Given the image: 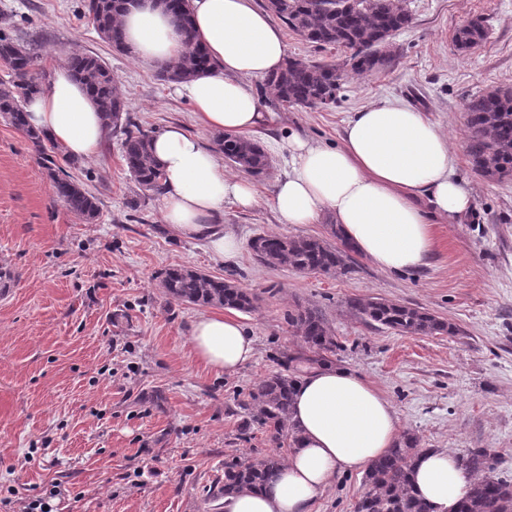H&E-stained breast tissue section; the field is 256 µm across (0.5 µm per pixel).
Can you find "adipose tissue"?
Wrapping results in <instances>:
<instances>
[{
    "label": "adipose tissue",
    "mask_w": 512,
    "mask_h": 512,
    "mask_svg": "<svg viewBox=\"0 0 512 512\" xmlns=\"http://www.w3.org/2000/svg\"><path fill=\"white\" fill-rule=\"evenodd\" d=\"M187 4L192 31L211 66L177 84V93L205 128L237 134L262 126L267 114L246 81L283 68L287 46L280 29L251 0ZM120 22L132 58L162 67L178 61L185 35L157 0H138ZM27 121L73 159L95 155L106 134L86 88L60 65L30 98ZM151 150L165 175L160 205L165 223L180 236L205 237L219 259L233 258L239 242L220 220L225 203L257 204L252 181L225 175L215 153L177 124L153 134ZM456 163L447 136L424 112L384 101L353 113L339 145H315L290 133L288 171L277 179L271 205L286 224H311L329 214L376 266L414 271L434 248L432 217L452 224L474 205L455 174ZM191 346L199 362L228 375L251 361L256 350L254 336L241 322L212 313L193 322ZM293 421L300 441L272 489L226 495L224 512H311L336 474L366 471L399 437L390 401L359 375L332 365L298 382ZM412 480L434 512H454L474 476L454 451L428 449L420 454Z\"/></svg>",
    "instance_id": "obj_1"
}]
</instances>
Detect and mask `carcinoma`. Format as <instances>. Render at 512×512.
Masks as SVG:
<instances>
[{"label": "carcinoma", "instance_id": "obj_1", "mask_svg": "<svg viewBox=\"0 0 512 512\" xmlns=\"http://www.w3.org/2000/svg\"><path fill=\"white\" fill-rule=\"evenodd\" d=\"M135 0H86L84 15L112 49L125 51V37L118 15ZM329 0H280L276 8L267 7L306 41L321 47H342L349 55L341 63L288 59L285 67L266 79L281 105L300 108L318 102L336 101L341 85L352 73L376 74L387 70L393 54L376 56L362 50L375 43L385 46L391 32L407 28L411 14L400 0H359L354 14L327 7ZM171 18L185 31V50L178 62L166 68V81L180 82L204 72L210 60L203 45L191 31L184 0H161ZM485 39L484 29L467 24L454 36L457 48L467 52ZM0 63L11 72V81L0 84V117L18 130L31 144L39 164L46 170L55 195L78 220L91 224L99 215V199L77 183L61 163L69 162L61 149L45 135L30 129L26 121V101L39 88L35 74L36 56L20 39L0 31ZM65 64L87 88L95 101L107 130L121 134V153L131 179L150 198L164 192V177L151 154V135L131 121L124 98L119 93L112 71L99 56L84 51L65 53ZM467 154L472 170L489 180L512 177V88L496 87L475 96L467 106L465 129ZM224 161L253 175L264 174L270 159L256 141L223 135L214 141ZM141 196V197H143ZM141 197L131 199L129 208L138 210ZM335 241L314 236L257 235L250 249L261 263L270 267L291 268L301 273L346 274L353 270L351 254L356 249L337 225H331ZM161 286L169 299L201 307L219 306L250 313L257 297L233 280L220 279L200 270L172 266L160 273ZM350 307L367 324L406 335L437 336L457 334L450 322L430 311L379 297L354 299ZM288 325L319 359L336 353L338 343L332 327L316 308L299 305L288 313ZM297 376L276 372L263 376L248 393V410L255 420L266 425L273 440L287 438L292 444L299 433L292 421L293 396ZM422 452L420 440L406 433L365 472V492L355 512H434L430 504L413 489L411 474ZM286 458L269 453L247 462L224 464V479L210 488L211 498L226 494L270 488ZM461 464L475 474L468 494L455 512H512V481L493 474L490 454L485 448H471L460 456Z\"/></svg>", "mask_w": 512, "mask_h": 512}]
</instances>
